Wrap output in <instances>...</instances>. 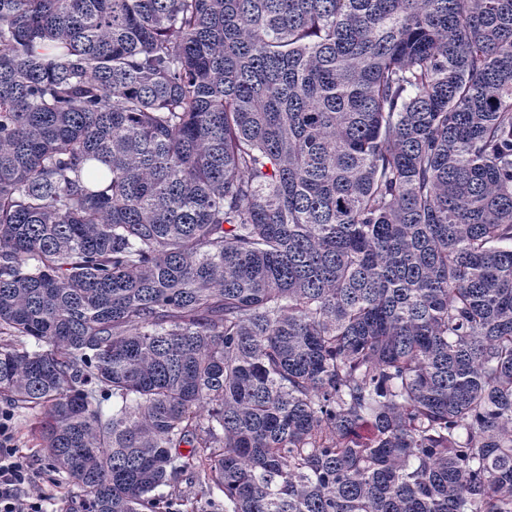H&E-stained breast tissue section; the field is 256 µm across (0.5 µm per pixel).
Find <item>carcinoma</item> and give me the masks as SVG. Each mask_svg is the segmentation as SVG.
I'll use <instances>...</instances> for the list:
<instances>
[{
    "label": "carcinoma",
    "instance_id": "cac0c4a2",
    "mask_svg": "<svg viewBox=\"0 0 512 512\" xmlns=\"http://www.w3.org/2000/svg\"><path fill=\"white\" fill-rule=\"evenodd\" d=\"M0 335L78 512H512V0H0ZM179 485L186 497L193 503L194 512H224V496L214 491L213 494L203 495L202 487L206 490L207 481L203 473H184ZM202 485V486H201ZM210 499V500H208Z\"/></svg>",
    "mask_w": 512,
    "mask_h": 512
}]
</instances>
